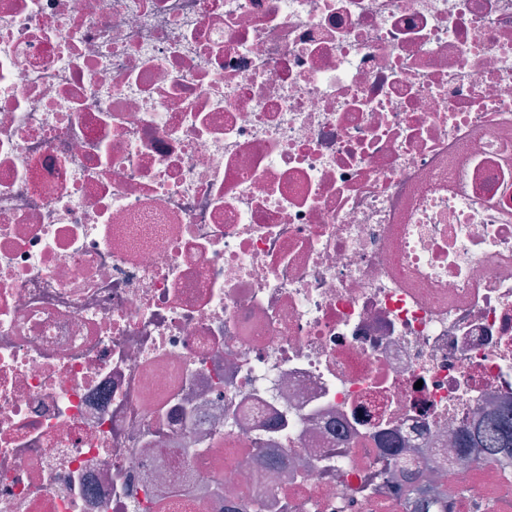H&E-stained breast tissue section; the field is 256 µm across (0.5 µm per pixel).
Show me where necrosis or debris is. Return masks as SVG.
Instances as JSON below:
<instances>
[{
	"mask_svg": "<svg viewBox=\"0 0 512 512\" xmlns=\"http://www.w3.org/2000/svg\"><path fill=\"white\" fill-rule=\"evenodd\" d=\"M512 0H0V512H505ZM456 447L461 459L467 457L466 448H483L500 467H512V411L488 418L469 441L457 438Z\"/></svg>",
	"mask_w": 512,
	"mask_h": 512,
	"instance_id": "4bbe7bcc",
	"label": "necrosis or debris"
}]
</instances>
